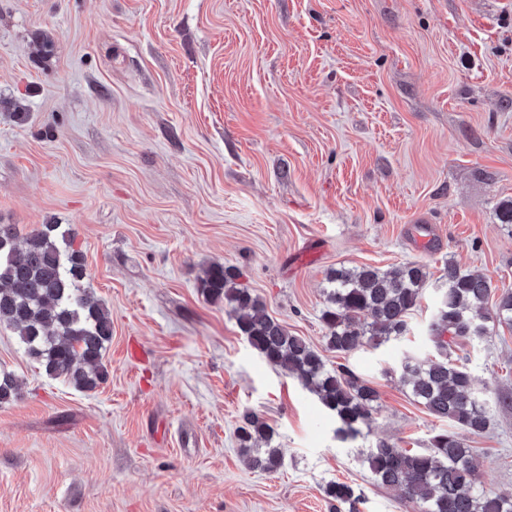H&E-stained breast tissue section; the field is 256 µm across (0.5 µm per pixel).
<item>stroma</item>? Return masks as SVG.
<instances>
[{"instance_id":"35a3bbf8","label":"stroma","mask_w":512,"mask_h":512,"mask_svg":"<svg viewBox=\"0 0 512 512\" xmlns=\"http://www.w3.org/2000/svg\"><path fill=\"white\" fill-rule=\"evenodd\" d=\"M511 199L512 0H0V224L69 228L112 319L90 392L0 325L21 383L0 404V512H333L330 481L363 490L360 512H415L363 455L444 428L399 366L432 351L447 262L512 292ZM407 261L428 272L420 307L406 340L348 358L378 399L346 442L199 287L210 263L240 268L320 350L329 271ZM455 354L512 398V329ZM247 412L275 431L276 471L239 454ZM469 445L512 495V405Z\"/></svg>"}]
</instances>
